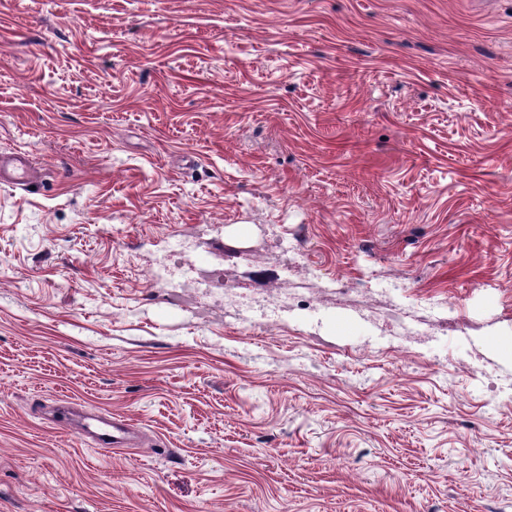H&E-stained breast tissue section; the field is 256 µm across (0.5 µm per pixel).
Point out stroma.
Returning <instances> with one entry per match:
<instances>
[{"label": "stroma", "instance_id": "1", "mask_svg": "<svg viewBox=\"0 0 512 512\" xmlns=\"http://www.w3.org/2000/svg\"><path fill=\"white\" fill-rule=\"evenodd\" d=\"M19 152L0 512H512V0H0ZM185 238L317 311L195 318L148 276ZM127 424L112 420H98L94 416H88L76 426L77 432L84 437H90L100 448L121 446L127 439L129 429Z\"/></svg>", "mask_w": 512, "mask_h": 512}]
</instances>
